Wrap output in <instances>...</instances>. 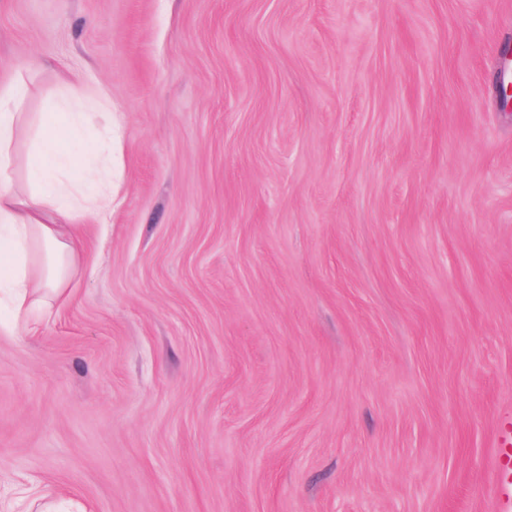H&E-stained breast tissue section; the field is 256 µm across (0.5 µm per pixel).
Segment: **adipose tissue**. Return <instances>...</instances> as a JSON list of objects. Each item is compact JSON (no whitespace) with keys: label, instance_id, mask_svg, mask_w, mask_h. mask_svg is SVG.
<instances>
[{"label":"adipose tissue","instance_id":"1","mask_svg":"<svg viewBox=\"0 0 512 512\" xmlns=\"http://www.w3.org/2000/svg\"><path fill=\"white\" fill-rule=\"evenodd\" d=\"M28 96L23 72L0 81V295H7L9 311L0 329L11 333L66 296L75 261L87 249L86 221L112 209L111 180L89 173L73 184L61 178L83 163L72 149L83 128L111 120L108 92L90 84L83 101L62 99L65 118L43 124L27 160L31 187L22 192L11 168Z\"/></svg>","mask_w":512,"mask_h":512}]
</instances>
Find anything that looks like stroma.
<instances>
[{"label": "stroma", "instance_id": "1", "mask_svg": "<svg viewBox=\"0 0 512 512\" xmlns=\"http://www.w3.org/2000/svg\"><path fill=\"white\" fill-rule=\"evenodd\" d=\"M512 0H0L111 96L112 210L0 330V512H497Z\"/></svg>", "mask_w": 512, "mask_h": 512}]
</instances>
